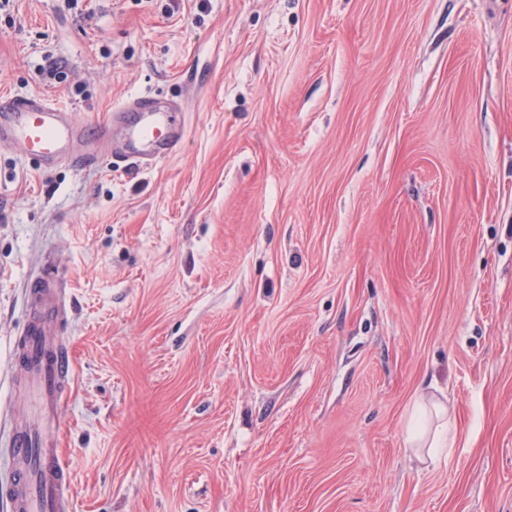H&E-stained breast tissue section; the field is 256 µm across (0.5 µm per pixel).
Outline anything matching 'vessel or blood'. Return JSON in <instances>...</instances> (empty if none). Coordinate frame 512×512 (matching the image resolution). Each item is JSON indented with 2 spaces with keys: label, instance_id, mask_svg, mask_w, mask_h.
<instances>
[{
  "label": "vessel or blood",
  "instance_id": "vessel-or-blood-1",
  "mask_svg": "<svg viewBox=\"0 0 512 512\" xmlns=\"http://www.w3.org/2000/svg\"><path fill=\"white\" fill-rule=\"evenodd\" d=\"M186 138L178 107H161L150 95L133 98L105 119L88 125L76 121L46 99L0 96V144L20 145L42 167L65 164L76 169L96 167L114 154L128 166H148L174 154ZM60 279L49 273L28 285L31 298L47 303L55 317H63L58 302ZM21 343L35 413L42 428L16 424L11 435V466L17 487L14 512H62L69 496L68 470L61 458L59 431L71 376L68 346L55 326L35 322L25 329Z\"/></svg>",
  "mask_w": 512,
  "mask_h": 512
}]
</instances>
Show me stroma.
Returning a JSON list of instances; mask_svg holds the SVG:
<instances>
[{
	"label": "stroma",
	"instance_id": "35a3bbf8",
	"mask_svg": "<svg viewBox=\"0 0 512 512\" xmlns=\"http://www.w3.org/2000/svg\"><path fill=\"white\" fill-rule=\"evenodd\" d=\"M144 93L187 124L148 169L0 146V512L50 267L69 512H512V0L0 15V95L87 123ZM424 394L434 463L404 446ZM454 426L448 417V405L435 396H421L407 414L405 447L420 460L434 461L439 448H447Z\"/></svg>",
	"mask_w": 512,
	"mask_h": 512
}]
</instances>
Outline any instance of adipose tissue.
<instances>
[{
  "mask_svg": "<svg viewBox=\"0 0 512 512\" xmlns=\"http://www.w3.org/2000/svg\"><path fill=\"white\" fill-rule=\"evenodd\" d=\"M453 430L447 404L437 397L423 396L414 402L407 414L405 446L418 459L433 460L439 449L447 447Z\"/></svg>",
  "mask_w": 512,
  "mask_h": 512,
  "instance_id": "ef3b65f1",
  "label": "adipose tissue"
}]
</instances>
